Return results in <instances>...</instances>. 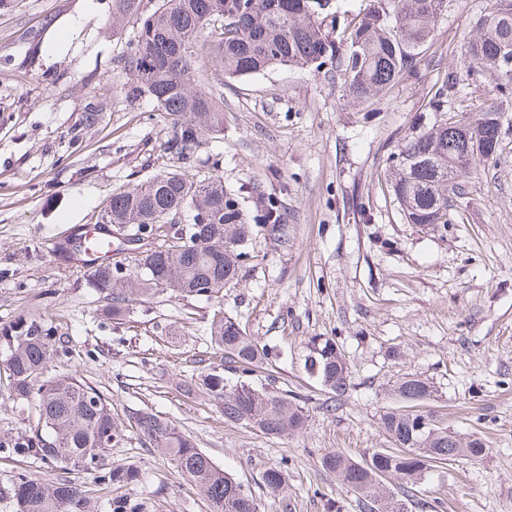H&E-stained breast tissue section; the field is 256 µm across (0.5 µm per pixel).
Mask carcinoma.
<instances>
[{
  "instance_id": "1",
  "label": "carcinoma",
  "mask_w": 512,
  "mask_h": 512,
  "mask_svg": "<svg viewBox=\"0 0 512 512\" xmlns=\"http://www.w3.org/2000/svg\"><path fill=\"white\" fill-rule=\"evenodd\" d=\"M141 2L112 0V26L130 19L137 23L130 51L117 64L134 75V91L148 96L155 111L169 121L166 150L189 161L201 147L224 137L223 102L202 88L199 60L216 63L229 78L259 74L275 65L328 67L341 72L348 96L366 102L418 72L420 55L447 0H370L369 7L345 26L349 46L343 53L330 37L337 18L323 16L327 0H159L148 15L141 11ZM506 47H512V0H495L468 41L473 69L467 76L482 77L492 84V95L502 98L512 95V61L505 56ZM462 85L457 72H448L428 102V110L435 113L433 124L412 127L391 154V188L407 224L453 223L454 202L466 194L464 177L498 153L502 122L495 105L486 104L464 123L448 118V102ZM262 207L264 223H246L238 195L224 189V177L217 171L198 179L176 169L162 171L119 189L99 223L122 225L128 242L138 241V234L148 228L154 237L144 243L145 250L130 257L125 278L116 276L118 263L104 260L89 271L88 284L108 300L114 319L129 315L133 303L164 293L213 303L210 343L235 379L213 371L200 376V385L218 401L224 421L281 438L306 428L308 415L301 399L279 391L271 374L260 387L244 381L268 363L269 352L223 307L224 288L237 278L248 257L243 246L253 235L261 232L288 244L281 210L272 200ZM5 342L13 396L34 401L41 430L0 440V449L62 467L95 470L112 485L135 480L128 468L104 466L113 444L124 438L104 395L73 377L44 378L54 343L41 323L19 319ZM308 350L321 384L340 401L350 388V374L336 341L314 336ZM391 391L407 403L426 401L433 393L430 382L412 373L398 379ZM420 416L430 423L423 431L417 430ZM129 425L198 487L210 512H257L253 495L173 423L137 410L129 415ZM380 425L392 447L360 461L339 450L321 457L323 469L355 490L369 512H376L378 502L382 512H404L403 500L383 486L384 475L396 478L408 492L435 465L488 453L482 441L454 438L430 412L392 408L380 415ZM263 479L269 490L278 492L284 488L285 471L271 467ZM10 495L16 512L85 508L81 490L72 483L48 485L27 474L12 483Z\"/></svg>"
}]
</instances>
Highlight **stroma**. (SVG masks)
I'll return each instance as SVG.
<instances>
[{
	"label": "stroma",
	"mask_w": 512,
	"mask_h": 512,
	"mask_svg": "<svg viewBox=\"0 0 512 512\" xmlns=\"http://www.w3.org/2000/svg\"><path fill=\"white\" fill-rule=\"evenodd\" d=\"M494 0H448L418 73L380 100L347 98L338 74L276 65L238 79L205 69L224 97V137L193 163L164 148L167 123L134 77L116 65L134 34L113 30L112 0H16L0 12V333L40 321L56 339L48 377L72 376L102 393L125 428L108 456L137 470L124 487L98 472L0 452V512L21 474L81 486L97 512L113 497L139 512H210L165 454L129 428L132 412L170 420L259 503V512H367L359 494L320 464L336 449L354 459L388 447L379 415L398 401L394 381L428 379L422 402L449 431L481 438L483 458L434 470L405 499L407 512H512V101L495 160L466 177L457 223L403 220L389 157L449 69L469 63L466 42ZM96 112L87 123L88 112ZM240 193L250 223L258 195L278 200L288 242L256 236L224 308L246 334L274 348L280 390L301 396L305 432L281 439L225 421L217 400L192 388L221 363L210 344V307L157 296L129 316H105L78 260L58 247L96 227L112 193L160 171L212 169ZM331 336L349 363L339 405L306 367L311 337ZM0 363V437L33 433V405L14 402ZM285 465L283 491L264 472Z\"/></svg>",
	"instance_id": "obj_1"
}]
</instances>
